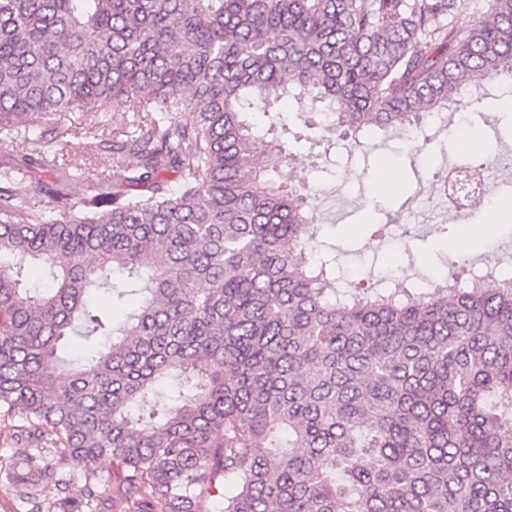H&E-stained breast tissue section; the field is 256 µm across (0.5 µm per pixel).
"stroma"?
<instances>
[{
  "instance_id": "1",
  "label": "stroma",
  "mask_w": 512,
  "mask_h": 512,
  "mask_svg": "<svg viewBox=\"0 0 512 512\" xmlns=\"http://www.w3.org/2000/svg\"><path fill=\"white\" fill-rule=\"evenodd\" d=\"M484 92L481 98L468 90L456 94L439 122L424 123L426 146L421 153L408 152L404 137L396 135L358 145L333 136L314 147L293 145L296 164L276 166V179L303 177L321 186L314 203L316 242L319 250L338 254V276L346 280L352 270H378L393 263L414 285L460 253L473 266H483L486 243L466 240L473 224L486 225L488 240L512 242V179L487 162L496 151L512 149V85L491 83ZM472 137L481 140L482 152L466 150ZM462 159L481 166L493 188L496 222H488L481 207L462 217L431 207L434 175ZM392 168L400 171V182L387 193H376V183ZM376 224L383 225V237L373 242L369 235Z\"/></svg>"
}]
</instances>
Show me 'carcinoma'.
Here are the masks:
<instances>
[{"label": "carcinoma", "instance_id": "1", "mask_svg": "<svg viewBox=\"0 0 512 512\" xmlns=\"http://www.w3.org/2000/svg\"><path fill=\"white\" fill-rule=\"evenodd\" d=\"M465 12L0 0V134L21 146L0 167V417L20 422L7 475L28 512H512V275L462 286L452 261L430 288L338 286L336 256L312 257L317 190L273 178L294 156L267 138L288 100L297 140L315 114L421 151L456 93L512 79V0L453 26ZM55 114L74 118L44 129ZM94 292L137 305L116 328ZM78 321L102 341L63 377ZM67 456L112 466L108 489L70 495Z\"/></svg>", "mask_w": 512, "mask_h": 512}]
</instances>
